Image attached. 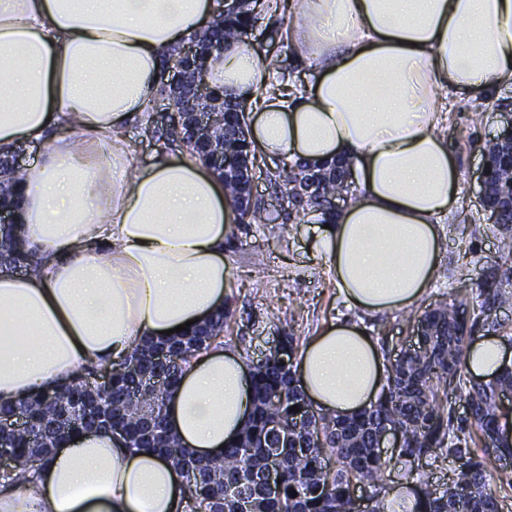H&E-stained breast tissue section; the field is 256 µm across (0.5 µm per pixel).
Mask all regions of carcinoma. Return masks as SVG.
<instances>
[{"label":"carcinoma","mask_w":512,"mask_h":512,"mask_svg":"<svg viewBox=\"0 0 512 512\" xmlns=\"http://www.w3.org/2000/svg\"><path fill=\"white\" fill-rule=\"evenodd\" d=\"M267 0H234L221 5L211 26L195 39L211 49H226L244 42L261 12L280 8ZM142 135L164 139L167 149L186 148L201 154L181 127L170 123L165 131L148 124ZM229 157L248 152L245 132L228 130ZM0 210L17 216L21 197L12 185L22 179L11 153H0ZM274 190L285 189L292 209H324L338 195L352 193V184L331 172L316 179L313 193L294 194L293 183L308 177L305 166L284 164L282 174H267ZM7 265L35 275L40 262L29 254L17 233V222L0 226V266ZM512 304V278L492 291V305H480L479 314L490 317L492 306ZM230 307L216 313L205 326H194L164 341L146 340L125 359L109 367L88 366L69 384L40 392L15 405H0V415L23 410L26 424L17 429L0 428V449L16 464L0 472V479L21 483L35 461H46L53 444L76 437L80 428L71 418V407L88 402L90 421L98 427L124 432L130 448L163 455L182 471L188 489L186 512H236L237 497L254 503L255 512H358L355 491L371 489L369 512H390L389 488L380 483L391 464L403 472L395 482L396 497L415 496L410 512H500L499 494L493 488L487 460L512 456V445L500 419L512 410L498 401V394L512 390V371L493 383L461 385L463 360L469 348L464 303H441L426 312L417 324L418 341L426 348L407 349L386 367V386L371 408L347 417L320 414L297 384L293 337L283 338L278 349L252 365L253 412L239 439L211 459L195 457L173 439L167 423V404L178 387L183 369L198 355L224 337ZM139 364L134 376L128 361ZM110 374L108 391L93 398L88 380L101 371ZM459 391L472 410L471 425L482 443L483 459L470 451L450 446V417L439 402L438 386ZM297 409H292V406ZM401 430L402 446L390 459L374 448L376 436L386 427ZM441 451L460 461L456 477L436 495L417 490L412 461L428 452Z\"/></svg>","instance_id":"obj_1"}]
</instances>
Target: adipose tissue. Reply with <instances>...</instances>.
<instances>
[{
    "mask_svg": "<svg viewBox=\"0 0 512 512\" xmlns=\"http://www.w3.org/2000/svg\"><path fill=\"white\" fill-rule=\"evenodd\" d=\"M289 25L314 83L266 102L246 136L269 158L321 166L343 157L355 200L314 234L347 306L365 314L418 305L444 251L440 221L461 194L441 133V90L512 87V0H299ZM217 0H0V150L54 130L24 169L20 233L39 275L0 268V404L116 362L144 339L224 307V240L236 214L223 182L187 152L132 168L119 129L159 89L168 48L201 32ZM227 99L266 89L268 60L238 47L210 57ZM90 134L75 145L73 131ZM110 137L100 148L96 135ZM512 367L501 339L471 344L466 370L492 381ZM296 377L315 411L369 408L383 365L371 338L342 320L300 350ZM251 366L209 350L168 405L179 444L211 457L251 416ZM171 461L122 446L112 430L55 448L24 489L0 484V512H184Z\"/></svg>",
    "mask_w": 512,
    "mask_h": 512,
    "instance_id": "1",
    "label": "adipose tissue"
}]
</instances>
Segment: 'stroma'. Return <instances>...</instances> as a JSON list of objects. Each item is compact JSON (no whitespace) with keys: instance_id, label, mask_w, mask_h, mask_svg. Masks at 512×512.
Listing matches in <instances>:
<instances>
[{"instance_id":"stroma-1","label":"stroma","mask_w":512,"mask_h":512,"mask_svg":"<svg viewBox=\"0 0 512 512\" xmlns=\"http://www.w3.org/2000/svg\"><path fill=\"white\" fill-rule=\"evenodd\" d=\"M301 20L297 11L282 19H264L248 36L250 45L277 55L289 77L306 72L307 67L296 60L278 29ZM448 106L442 132L458 165L461 201L442 221L445 251L423 301L383 315L348 308L331 270L307 248L309 223L290 220L286 200L262 178L256 198L264 210L263 223L233 225L224 242V260L234 284L228 292L233 315L223 350L252 362L273 350L282 336H293L300 346L331 322L345 319L365 328L383 361L389 362L416 343L417 321L425 311L456 299L465 301L468 309H478L488 291L512 274V258L502 257L498 250L501 227L492 223L479 194L482 147L502 131V116L506 107H512V88L452 96ZM150 122L161 124L160 112H142L123 128L124 136L136 145L137 167L153 163L164 148L162 142L142 137V127Z\"/></svg>"}]
</instances>
